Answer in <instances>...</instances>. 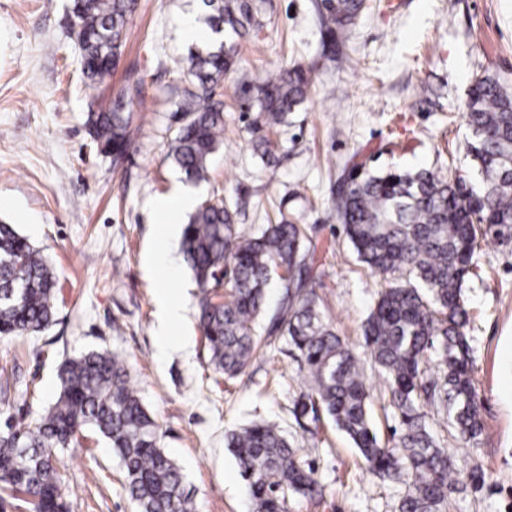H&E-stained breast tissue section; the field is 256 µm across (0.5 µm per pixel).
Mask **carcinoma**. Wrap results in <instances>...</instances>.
<instances>
[{
  "instance_id": "1",
  "label": "carcinoma",
  "mask_w": 512,
  "mask_h": 512,
  "mask_svg": "<svg viewBox=\"0 0 512 512\" xmlns=\"http://www.w3.org/2000/svg\"><path fill=\"white\" fill-rule=\"evenodd\" d=\"M204 21L214 42L171 65L177 74L165 93L166 111L184 123L170 156L189 182L208 180L224 134L220 89L237 71L240 41L263 27L256 0H204ZM364 0H319L321 26L348 40ZM137 0H73L86 86L102 83L118 66ZM241 92L260 120L253 150L271 162L274 149L263 128L285 121L307 98L310 80L297 65L258 84L241 76ZM142 82L130 77L109 108L90 109L87 126L100 152L118 168L132 142L131 111ZM467 150L481 182L427 170H372L353 153L331 198L356 260L387 286L362 323V350L346 344L319 309L314 264L318 244L300 224L281 221L247 233L223 200L201 202L182 232L184 261L203 296L199 327L210 365L228 379L242 375L278 332L296 351L303 391L291 413L297 423L325 414L364 459L367 471L404 487L398 512H448L458 491L454 462L431 433L423 410L437 404L448 427L468 443L482 432L480 401L467 327L463 288L480 238L512 240V86L497 75L472 85L466 104ZM281 308L266 334L258 332L267 287L278 272ZM56 275L15 228L0 222V336L43 333L55 322ZM383 378L397 425L381 442L370 407L374 398L365 363ZM62 390L46 412L23 427L0 430V503L11 498L32 512H68L58 450L91 428L118 455L129 497L139 512H195L177 463L160 446L159 425L144 408L126 364L107 350L66 359ZM256 512H287L294 496L321 493L302 449L275 423L254 422L226 433Z\"/></svg>"
}]
</instances>
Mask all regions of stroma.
<instances>
[{"mask_svg":"<svg viewBox=\"0 0 512 512\" xmlns=\"http://www.w3.org/2000/svg\"><path fill=\"white\" fill-rule=\"evenodd\" d=\"M260 2L264 26L241 42L239 71L224 79L223 145L208 182L195 186L169 156L181 120L165 109L171 76L163 62L188 55L177 21L202 18V0H138L119 65L95 92L68 36L71 0H0V222L40 249L58 277L55 325L0 337V367L11 373L0 380V425L26 424L57 399L64 357L106 349L125 361L197 512H252L225 433L253 420L282 423L323 486L320 497H294L289 512H396L402 486L367 473L344 434L325 419L312 434L295 423L289 409L302 383L284 339L240 378L216 380L198 326L200 290L176 240L172 286L185 304L179 331L188 346L160 352L159 282L146 263L158 245L152 204L176 192L199 200L216 193L244 229L279 211L306 225L323 246L320 309L360 347L361 323L384 281L356 261L331 187L358 150L374 169L476 181L466 102L484 74L512 84V0H365L350 40L336 43L322 32L315 0ZM293 65L307 70L312 87L284 124L268 129L277 157L268 166L251 147L257 114L237 76L259 82ZM131 71L145 99L130 106L136 132L116 169L92 143L86 115ZM463 296L484 431L462 442L433 409L429 427L456 467L476 462L485 472L480 490L453 493L450 512H512V243L481 240ZM61 457L69 512H136L102 437L84 430Z\"/></svg>","mask_w":512,"mask_h":512,"instance_id":"1","label":"stroma"}]
</instances>
